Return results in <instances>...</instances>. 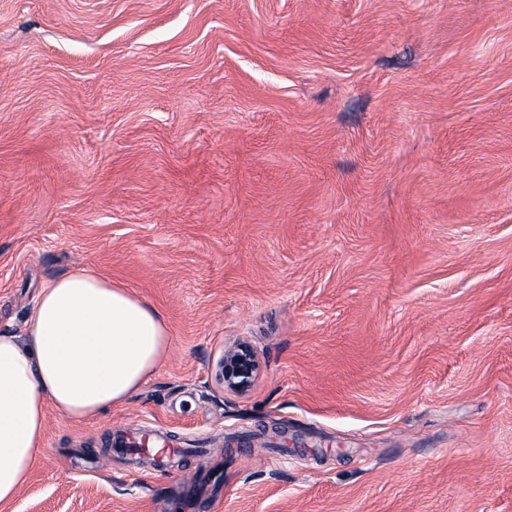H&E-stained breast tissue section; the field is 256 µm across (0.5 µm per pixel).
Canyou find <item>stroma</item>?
<instances>
[{
	"mask_svg": "<svg viewBox=\"0 0 512 512\" xmlns=\"http://www.w3.org/2000/svg\"><path fill=\"white\" fill-rule=\"evenodd\" d=\"M84 268L169 350L0 512H512V0H0V330ZM260 369L261 362L255 349L248 342L239 341L224 349L215 379L225 390L244 393L251 388Z\"/></svg>",
	"mask_w": 512,
	"mask_h": 512,
	"instance_id": "35a3bbf8",
	"label": "stroma"
}]
</instances>
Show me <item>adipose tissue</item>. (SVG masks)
<instances>
[{"label":"adipose tissue","mask_w":512,"mask_h":512,"mask_svg":"<svg viewBox=\"0 0 512 512\" xmlns=\"http://www.w3.org/2000/svg\"><path fill=\"white\" fill-rule=\"evenodd\" d=\"M160 312L91 269L42 288L24 335L0 332V505L27 483L48 408L84 422L124 403L163 363Z\"/></svg>","instance_id":"1"}]
</instances>
